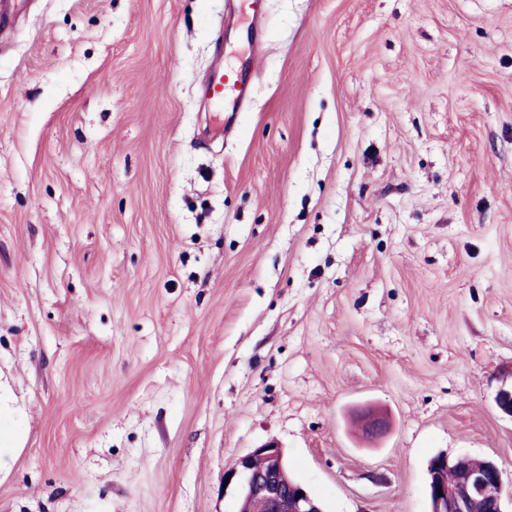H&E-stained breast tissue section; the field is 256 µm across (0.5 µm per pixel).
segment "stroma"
<instances>
[{"instance_id": "obj_1", "label": "stroma", "mask_w": 512, "mask_h": 512, "mask_svg": "<svg viewBox=\"0 0 512 512\" xmlns=\"http://www.w3.org/2000/svg\"><path fill=\"white\" fill-rule=\"evenodd\" d=\"M17 4L0 512H238L270 443L323 512H429L440 453L512 488V0ZM253 69H250L249 67ZM255 58H249L240 71L224 73V67L214 68L209 76V89L218 107L224 103V112H236L247 101L249 95L248 76H255ZM362 422V435L367 440L376 439L384 435L389 429V421L386 415L368 408L358 413Z\"/></svg>"}]
</instances>
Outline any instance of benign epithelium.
Returning a JSON list of instances; mask_svg holds the SVG:
<instances>
[{
    "label": "benign epithelium",
    "mask_w": 512,
    "mask_h": 512,
    "mask_svg": "<svg viewBox=\"0 0 512 512\" xmlns=\"http://www.w3.org/2000/svg\"><path fill=\"white\" fill-rule=\"evenodd\" d=\"M362 435L367 440L384 435L389 429L386 415L368 408L358 413ZM454 468L456 484L448 485L441 474ZM228 483L238 499L253 501L263 512H323L319 502L299 483L288 480V465L281 448L267 444L240 457L224 470ZM427 495L429 512H483L492 504L493 512H512V492L505 489L502 470L493 461L483 469L463 468L456 460L437 455L428 465Z\"/></svg>",
    "instance_id": "benign-epithelium-1"
}]
</instances>
